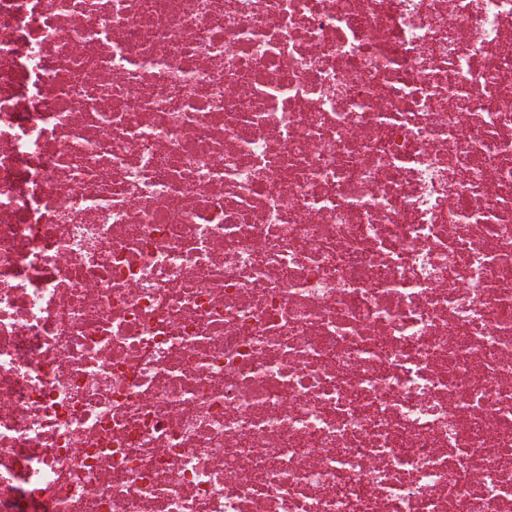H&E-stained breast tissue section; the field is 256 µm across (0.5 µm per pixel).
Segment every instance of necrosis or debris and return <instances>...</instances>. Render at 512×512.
<instances>
[{
	"mask_svg": "<svg viewBox=\"0 0 512 512\" xmlns=\"http://www.w3.org/2000/svg\"><path fill=\"white\" fill-rule=\"evenodd\" d=\"M0 512H512V0H0Z\"/></svg>",
	"mask_w": 512,
	"mask_h": 512,
	"instance_id": "1",
	"label": "necrosis or debris"
}]
</instances>
